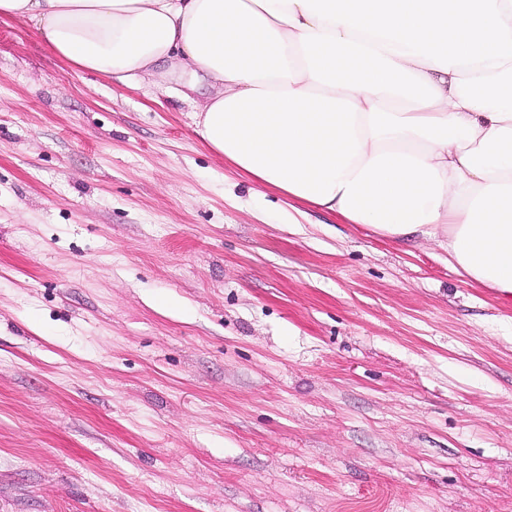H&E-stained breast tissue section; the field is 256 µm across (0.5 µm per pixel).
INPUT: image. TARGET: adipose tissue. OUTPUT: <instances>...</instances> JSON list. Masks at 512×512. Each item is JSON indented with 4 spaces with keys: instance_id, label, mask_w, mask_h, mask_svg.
Listing matches in <instances>:
<instances>
[{
    "instance_id": "1",
    "label": "adipose tissue",
    "mask_w": 512,
    "mask_h": 512,
    "mask_svg": "<svg viewBox=\"0 0 512 512\" xmlns=\"http://www.w3.org/2000/svg\"><path fill=\"white\" fill-rule=\"evenodd\" d=\"M76 68L192 73L206 144L289 200L432 239L512 303V0H0Z\"/></svg>"
}]
</instances>
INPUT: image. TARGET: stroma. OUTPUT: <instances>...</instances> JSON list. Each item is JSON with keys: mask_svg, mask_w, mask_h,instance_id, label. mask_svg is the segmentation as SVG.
Segmentation results:
<instances>
[{"mask_svg": "<svg viewBox=\"0 0 512 512\" xmlns=\"http://www.w3.org/2000/svg\"><path fill=\"white\" fill-rule=\"evenodd\" d=\"M208 93L0 19V512H512V305L292 218Z\"/></svg>", "mask_w": 512, "mask_h": 512, "instance_id": "35a3bbf8", "label": "stroma"}]
</instances>
